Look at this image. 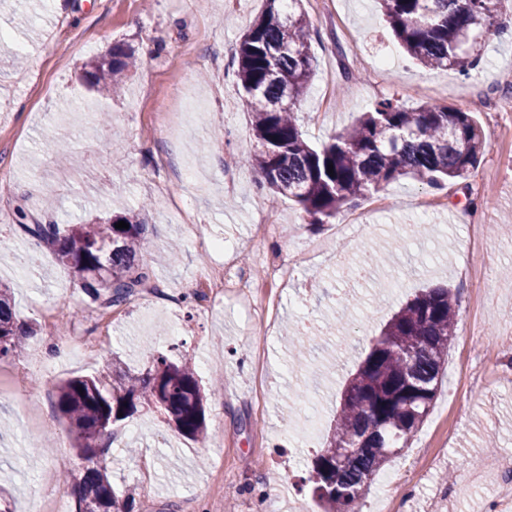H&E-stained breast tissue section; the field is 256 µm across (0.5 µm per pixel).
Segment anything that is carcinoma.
I'll list each match as a JSON object with an SVG mask.
<instances>
[{
    "instance_id": "obj_1",
    "label": "carcinoma",
    "mask_w": 512,
    "mask_h": 512,
    "mask_svg": "<svg viewBox=\"0 0 512 512\" xmlns=\"http://www.w3.org/2000/svg\"><path fill=\"white\" fill-rule=\"evenodd\" d=\"M300 2L266 0L265 12L242 34L237 50L254 161L274 196L295 201L308 223L326 224L342 208L401 177L442 188L478 168L488 147L481 126L470 113L436 103L410 109L384 100L332 142L313 147L297 117V106L316 76L312 25ZM501 3L380 0V7L412 59L428 69L448 68L467 76L478 56L461 55L458 49L463 43L477 44L480 28L496 26ZM134 68L132 53L114 46L91 64L87 80L109 97ZM120 221L129 228H115ZM23 228L84 281L100 308L130 302L152 281L148 265L139 258L145 225L129 209L115 212L102 224ZM456 306L450 289L425 290L395 312L373 340L342 393L332 433L311 463L309 481L321 512H351L352 504L385 463L407 447L429 415L455 336ZM31 333L33 329L17 319L10 289L0 284V359L17 354ZM203 401L195 369L160 352L138 372L62 381L56 406L80 460L73 477L76 512H136L131 497L112 489L103 465L117 423L140 407L152 406L163 411L178 433L203 441Z\"/></svg>"
}]
</instances>
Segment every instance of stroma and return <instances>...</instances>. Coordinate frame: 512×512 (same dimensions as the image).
Returning a JSON list of instances; mask_svg holds the SVG:
<instances>
[{
	"instance_id": "1",
	"label": "stroma",
	"mask_w": 512,
	"mask_h": 512,
	"mask_svg": "<svg viewBox=\"0 0 512 512\" xmlns=\"http://www.w3.org/2000/svg\"><path fill=\"white\" fill-rule=\"evenodd\" d=\"M265 0H0V30L21 51L0 46V282L10 287L19 321L33 324L24 350L0 363V500L11 512H36L43 500L71 496L62 471L78 461L55 405L57 385L108 372L113 362L146 368V341L172 361L195 365L208 394V439L180 435L163 414L141 410L124 421L105 465L115 491L153 512H262L276 488L283 512L312 499L310 461L330 432L341 393L373 338L407 300L428 288H452L458 301L456 357L465 332L471 285L468 263L484 265L486 292L479 330L488 347L485 386L466 392L445 372L433 407L386 471L409 469L407 512H433V496L451 482L448 512H486L496 477L486 459L512 455V121L485 103H512V37L482 31L483 59L470 77L429 70L392 34L375 0H303L316 31L317 76L298 118L310 144L330 142L361 113L390 99L407 107L440 103L471 113L488 148L468 178L439 191L402 178L368 194L327 224H307L298 205L258 186L250 118L238 89L236 47L265 10ZM135 53L140 66L111 97L85 75L112 46ZM186 85L187 114L167 140L145 105ZM80 158L60 166L58 144ZM233 192H225L226 175ZM138 208L148 199L143 256L158 290L101 310L54 253L18 225L51 220L84 224L111 204ZM54 199V209L43 206ZM276 224L258 236L260 217ZM227 243L216 251L214 239ZM179 243L177 263L165 261ZM379 243L382 263L357 276L363 244ZM37 261L19 267L13 250ZM284 264L279 316L266 336L263 392H256L255 338L248 316L225 289L207 304L212 269L264 279ZM302 325L310 352L296 361L283 339ZM317 416L310 431L308 416ZM448 417L455 441L428 447Z\"/></svg>"
}]
</instances>
